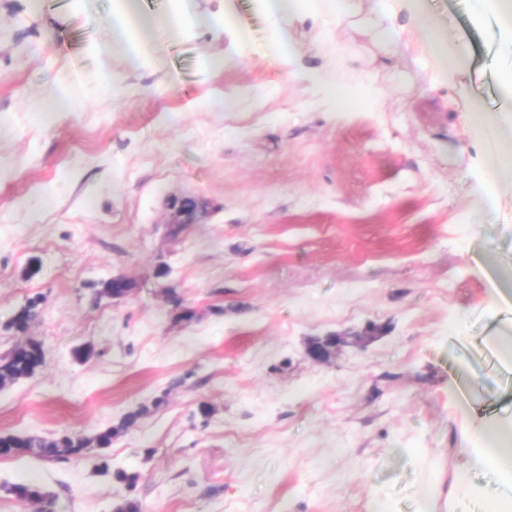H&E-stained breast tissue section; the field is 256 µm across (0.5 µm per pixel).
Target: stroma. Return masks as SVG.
<instances>
[{"mask_svg": "<svg viewBox=\"0 0 512 512\" xmlns=\"http://www.w3.org/2000/svg\"><path fill=\"white\" fill-rule=\"evenodd\" d=\"M423 5L467 49L452 81L430 79L408 13L393 41L362 18L326 41L298 14L302 66L347 73L340 113L272 63L258 0H193V26L152 32L156 62L113 56L108 82L117 0H0V355L45 352L0 388V435L117 430L75 457H0V512H33L21 485L54 512H493L499 476L459 448L512 421L495 339L512 305L491 283L512 273V156L468 114H512V39L476 0ZM477 178L494 214L472 208ZM182 196L201 217L173 235ZM119 275L130 293L102 295Z\"/></svg>", "mask_w": 512, "mask_h": 512, "instance_id": "stroma-1", "label": "stroma"}]
</instances>
